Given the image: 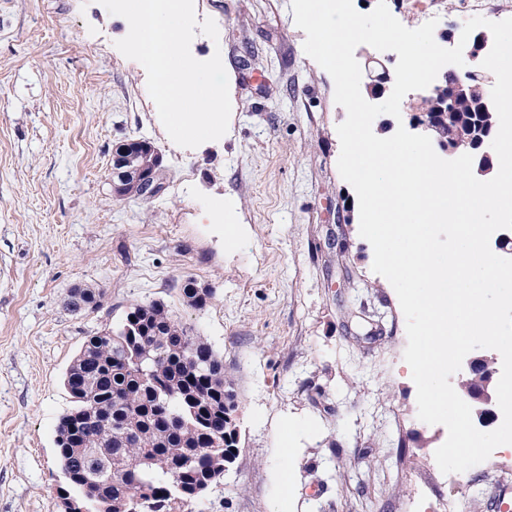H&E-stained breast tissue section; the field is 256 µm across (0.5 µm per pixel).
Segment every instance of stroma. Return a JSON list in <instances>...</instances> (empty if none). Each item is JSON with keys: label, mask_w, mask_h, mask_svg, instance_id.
I'll use <instances>...</instances> for the list:
<instances>
[{"label": "stroma", "mask_w": 512, "mask_h": 512, "mask_svg": "<svg viewBox=\"0 0 512 512\" xmlns=\"http://www.w3.org/2000/svg\"><path fill=\"white\" fill-rule=\"evenodd\" d=\"M436 34L512 17V0H447ZM218 39L233 103L227 133L175 144L145 68L115 46L127 20L98 0H0V512H58L54 443L71 407L67 369L88 336L134 302L160 301L224 358L238 451L192 512H271L280 433L291 442L290 512H492L512 489V454L447 475L440 425L417 417L398 296L372 269L340 175L331 76L303 49L290 0H194ZM132 140L163 158L152 199L113 191L112 158ZM245 233L224 237L216 203ZM214 294L201 309L185 280ZM77 288L96 309L68 308Z\"/></svg>", "instance_id": "35a3bbf8"}]
</instances>
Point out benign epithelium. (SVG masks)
<instances>
[{
	"label": "benign epithelium",
	"mask_w": 512,
	"mask_h": 512,
	"mask_svg": "<svg viewBox=\"0 0 512 512\" xmlns=\"http://www.w3.org/2000/svg\"><path fill=\"white\" fill-rule=\"evenodd\" d=\"M492 42V36L483 31L474 34L464 56L465 65L450 68V73L455 76L454 81L450 82L446 77L440 78L428 93V97L431 98V110L419 112L416 110L415 102L411 100L402 102V109L410 115L409 126L413 133L428 136L432 142L438 143L450 154L470 153L469 141H459L451 145L443 140V129L444 126L455 123L459 102L471 94L472 87L469 81L479 79L485 84L488 83V77L482 70L481 62L486 49ZM365 70L366 80L363 86L367 95L374 100L382 98L390 81L384 61L369 58L365 63ZM491 143L490 139L482 142L480 157L473 158L474 174L487 176L492 173L494 165ZM160 164L161 157L157 152L150 150L143 153L140 165L122 173L119 184L114 186L117 195L121 197L134 195L138 188L145 196L161 191L160 183L155 181L156 170ZM492 380L493 377L490 376L476 387L468 383L464 384L466 396L481 406L477 415L484 426L493 423L496 418L495 411L492 409Z\"/></svg>",
	"instance_id": "obj_1"
}]
</instances>
